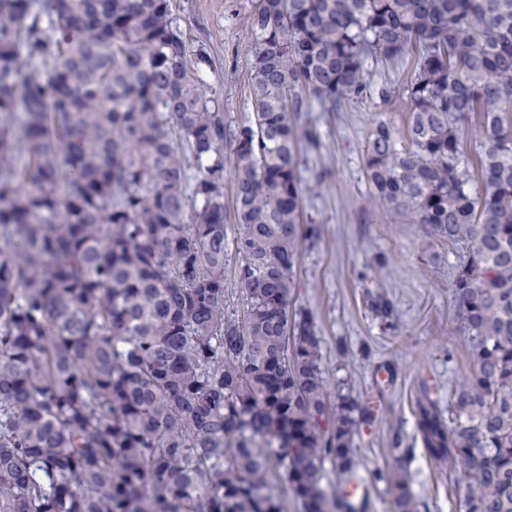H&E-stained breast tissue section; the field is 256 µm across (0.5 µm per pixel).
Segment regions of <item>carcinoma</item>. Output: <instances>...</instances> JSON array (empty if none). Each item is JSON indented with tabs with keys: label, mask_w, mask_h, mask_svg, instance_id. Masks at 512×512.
I'll return each mask as SVG.
<instances>
[{
	"label": "carcinoma",
	"mask_w": 512,
	"mask_h": 512,
	"mask_svg": "<svg viewBox=\"0 0 512 512\" xmlns=\"http://www.w3.org/2000/svg\"><path fill=\"white\" fill-rule=\"evenodd\" d=\"M246 27L253 117L231 128L169 0H0V512H284L279 469L302 512H367L346 489L373 403L331 402L291 294L319 236L301 113L373 95L408 117L369 133L365 207L462 250L473 369L446 417L422 385L415 429L461 512H512V0H252ZM369 308L396 326L389 296ZM391 453L393 512H421L397 429ZM235 258H234V252L232 256L230 257V262L227 263L226 269H225V275H224V285L227 289V299H228V306L229 309H233V311L237 310L239 314L241 315L244 309V300H243V294L241 293L240 287L238 283L236 282L235 276H234V270H235Z\"/></svg>",
	"instance_id": "cac0c4a2"
}]
</instances>
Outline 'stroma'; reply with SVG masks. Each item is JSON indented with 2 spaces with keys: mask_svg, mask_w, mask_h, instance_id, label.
<instances>
[{
  "mask_svg": "<svg viewBox=\"0 0 512 512\" xmlns=\"http://www.w3.org/2000/svg\"><path fill=\"white\" fill-rule=\"evenodd\" d=\"M171 5L191 51H204L212 61L208 81L222 90L225 123L250 118L244 15L251 0H171ZM308 118L322 133L323 149L309 156L302 182L309 186L324 169L331 175L321 191L304 194L305 221L317 225L320 239L300 252L293 304L316 319L331 396L383 391L374 424L356 437L362 474L391 471L389 441L393 430L401 429L415 449L408 468L414 492L428 512H459L464 488L428 459L414 417L422 384H429L444 409L456 381L473 368L469 338L451 303L450 266L459 252L383 209L362 208L370 192L364 173L368 133L381 120L403 129L407 114L400 103L375 97ZM377 291L396 304L395 329L384 327L368 309V295Z\"/></svg>",
  "mask_w": 512,
  "mask_h": 512,
  "instance_id": "obj_1",
  "label": "stroma"
}]
</instances>
